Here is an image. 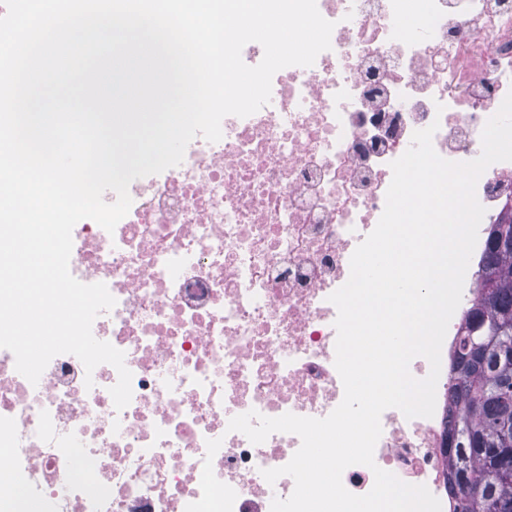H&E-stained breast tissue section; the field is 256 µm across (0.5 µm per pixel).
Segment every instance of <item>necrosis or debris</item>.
<instances>
[{"label":"necrosis or debris","instance_id":"4bbe7bcc","mask_svg":"<svg viewBox=\"0 0 512 512\" xmlns=\"http://www.w3.org/2000/svg\"><path fill=\"white\" fill-rule=\"evenodd\" d=\"M316 3L335 24L330 50L276 72L270 103L225 117L220 141L196 137L180 165L134 180L114 233L75 225L70 272L116 300L92 332L123 351L132 399L115 409L111 365L89 375L61 354L34 385L0 349V512H270L291 495V477L262 472L299 437L255 445L230 418H323L340 404L329 297L384 211L391 162L431 125L442 158H477L512 92V0ZM476 196L486 212L465 307L487 226L512 204V162L490 165ZM460 325L453 315L433 417L385 410L374 451L441 512L456 505L441 434Z\"/></svg>","mask_w":512,"mask_h":512}]
</instances>
